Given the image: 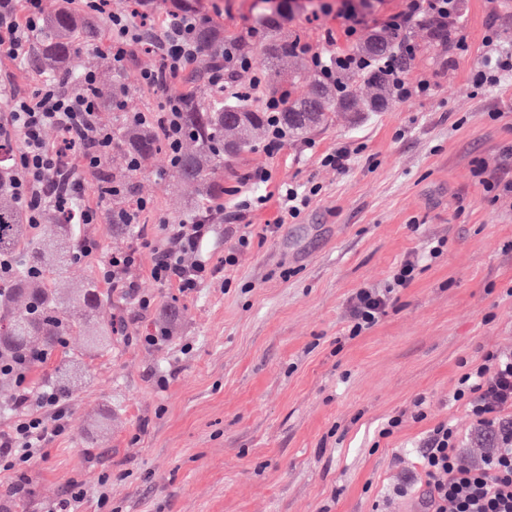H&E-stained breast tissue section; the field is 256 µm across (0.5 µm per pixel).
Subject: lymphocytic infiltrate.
Returning <instances> with one entry per match:
<instances>
[{
  "mask_svg": "<svg viewBox=\"0 0 512 512\" xmlns=\"http://www.w3.org/2000/svg\"><path fill=\"white\" fill-rule=\"evenodd\" d=\"M84 11L107 15L110 22L108 51L114 66L120 67L140 47L142 31L127 10L113 8L111 0H81ZM458 0H405L402 10L389 14L384 28L404 32L422 21L446 27L450 16L458 11ZM42 0H0V57L20 63L29 57L31 33L42 24ZM205 19L186 14L170 22L153 48L158 57L155 68L142 72L144 85H165L193 67L200 55L195 38ZM310 64L319 78L336 84L342 72L377 70L386 75L398 99L426 94L428 81L410 82L394 57L376 61L351 52L326 59L315 54ZM248 74L247 85H239L240 74ZM211 85L222 86L246 98L262 95V109L268 114L269 129L263 146L265 153H277L285 133L278 114L283 109V95L263 92L262 79L254 72L251 59L241 55L235 45L224 47V56L210 71ZM100 85L96 72L86 71L78 86L66 88L54 78L32 90L15 86L11 74L0 75V97L8 100V110L0 117V142H16L13 186L15 200L33 225L42 222L43 210L54 207L65 213L74 224H95L99 209L86 196L85 176L99 172L112 151V134L99 124ZM179 96H167L161 114L131 112L127 122L157 125L171 151H179L184 136L180 120ZM56 128L60 144L48 143L45 128ZM77 153L82 165L72 168L70 153ZM319 186L298 189L282 186L279 191L280 216L276 223L264 225L259 235L279 233L287 221L294 220L309 207ZM213 230L210 219L194 224H180L156 249L151 275L161 284H176L190 292L217 276V268L198 259L197 253ZM85 258L96 261L98 274L112 288L135 293L137 284L129 272L139 260L138 249L101 255L96 239L82 241ZM417 260L400 263L392 275L391 287L376 290L362 288L349 299L351 336H359L374 327L385 315L394 289L405 288L413 280ZM33 358L0 362V377L10 378L15 386L11 406L16 415L11 425L0 431V471L25 473L36 461L46 459L48 447L72 430L71 414L65 400L47 386L30 382ZM453 398L466 402L478 424L479 433L492 443L480 465H466L461 457L460 440L454 426L438 423L424 439L417 458L416 483L424 484L422 512H512V353L489 351L480 364L458 380Z\"/></svg>",
  "mask_w": 512,
  "mask_h": 512,
  "instance_id": "lymphocytic-infiltrate-1",
  "label": "lymphocytic infiltrate"
}]
</instances>
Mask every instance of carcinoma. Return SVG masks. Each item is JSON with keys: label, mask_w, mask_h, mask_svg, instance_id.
<instances>
[{"label": "carcinoma", "mask_w": 512, "mask_h": 512, "mask_svg": "<svg viewBox=\"0 0 512 512\" xmlns=\"http://www.w3.org/2000/svg\"><path fill=\"white\" fill-rule=\"evenodd\" d=\"M95 27L85 17L61 6L44 18L36 37L32 64L50 76L59 71L71 73L78 81L79 72L73 60L80 45L93 37ZM405 35L383 28L373 29L360 40L355 53L369 59L396 56L401 65L408 60L399 55L398 45ZM204 68L188 76L192 83L208 86L211 61L224 54V32L214 26H203L197 32ZM240 46L261 44L266 66L291 76L308 68L306 59L292 50V40L283 23L265 18L236 37ZM339 82L346 87L342 93L319 81L309 83L307 92L299 97L288 92V100L280 119L288 136L302 137L325 126L336 116L351 112L363 116L385 109L394 101V93L386 76L376 70L362 74L344 72ZM181 96V123L186 130L184 146L178 152L175 174L191 184L196 197L218 199L224 196V175L219 170L228 160L251 148L259 135L267 132L266 114L246 103L243 98L224 102L217 91L205 101L178 92ZM122 139L129 155L144 161L162 144L153 129L124 124L112 131ZM12 149L0 147V254L17 259V268L7 283L0 285V359L23 350H35L49 357L65 344L64 338L78 326L85 327L87 344L108 346L112 334L118 332L108 311L107 301L93 286L75 291L67 302L59 301L55 281L72 264L81 262L79 239L73 225L54 208L47 207L43 224L36 232L28 224L25 212L13 193L16 170L11 160ZM112 234L125 237L130 233V201L109 197Z\"/></svg>", "instance_id": "cac0c4a2"}]
</instances>
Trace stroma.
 <instances>
[{"instance_id":"1","label":"stroma","mask_w":512,"mask_h":512,"mask_svg":"<svg viewBox=\"0 0 512 512\" xmlns=\"http://www.w3.org/2000/svg\"><path fill=\"white\" fill-rule=\"evenodd\" d=\"M336 0H198L200 14L233 38L279 13L286 28L325 56L351 43ZM442 37L413 27L411 81L431 91L395 101L364 120L337 118L269 155L255 143L224 168L223 214L201 258L219 264L246 225L275 223L282 184L321 191L284 230L252 240L238 263L185 295L150 275L151 254L133 272L139 296L112 292L94 261L73 266L61 292L93 284L111 293L112 316L125 322L108 351L82 350L83 330L68 347L86 378L69 401L72 431L28 471L32 494L22 512H44L72 484L86 491L77 512H418L416 468L427 430L454 425L470 439L475 420L452 394L486 351H512V75L476 88L475 77L497 33L512 51V0H460ZM88 48L104 82H117L121 112L160 111L163 95L142 85L152 56L135 54L113 68L109 22L95 18ZM334 43H326L325 32ZM465 39L466 51L456 47ZM354 148L349 168L323 167L322 155ZM270 180L247 182L255 168ZM126 196L150 207L136 224L148 239L197 210L199 200L176 176L167 152L125 179ZM263 195L245 220L232 215L242 196ZM444 240L442 254L420 264L381 321L349 335L348 299L384 287L394 268ZM181 315L168 338L155 333L169 307ZM424 399L427 417H413ZM402 423L380 431L390 417ZM112 494L99 506L101 480Z\"/></svg>"}]
</instances>
